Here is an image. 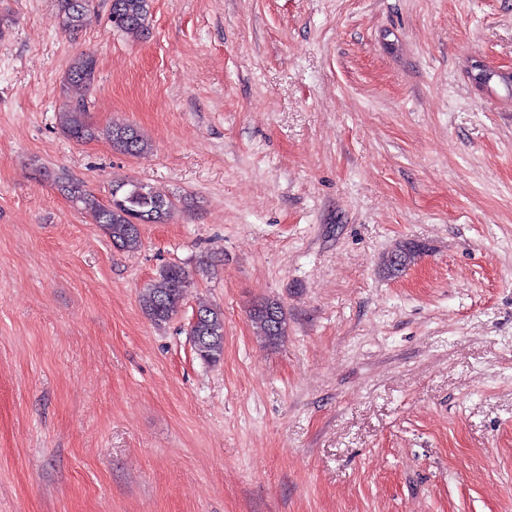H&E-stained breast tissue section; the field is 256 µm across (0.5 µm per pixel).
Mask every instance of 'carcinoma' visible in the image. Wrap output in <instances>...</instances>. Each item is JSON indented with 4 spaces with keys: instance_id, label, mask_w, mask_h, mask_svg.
<instances>
[{
    "instance_id": "cac0c4a2",
    "label": "carcinoma",
    "mask_w": 512,
    "mask_h": 512,
    "mask_svg": "<svg viewBox=\"0 0 512 512\" xmlns=\"http://www.w3.org/2000/svg\"><path fill=\"white\" fill-rule=\"evenodd\" d=\"M58 24L61 30L75 35L82 26L91 0H58ZM152 0H112L109 21L112 29L131 38L145 35L151 18ZM97 79L96 60L78 56L69 65L66 82L91 90ZM89 106L80 97L65 104L58 112L59 125L67 136L83 142L100 133L122 153L136 156L151 150V144L133 126H112L102 131L89 122ZM57 182L67 192L70 201L89 212L112 245L125 252H136L142 246L138 223L165 224L171 218L176 204L153 187L137 182L122 181L113 185L111 197L102 203L83 183L61 172ZM425 253L415 243H400L382 257L380 267L384 275L396 278ZM191 286L188 271L178 264L163 266L156 277L147 283L139 296L141 310L157 325L169 322L181 310L186 288ZM201 316L189 323L188 334L197 357L215 366L224 359V313L214 307L199 308ZM250 320L254 333L267 345L276 347L288 336V318L283 304L277 299L264 298L252 306Z\"/></svg>"
}]
</instances>
